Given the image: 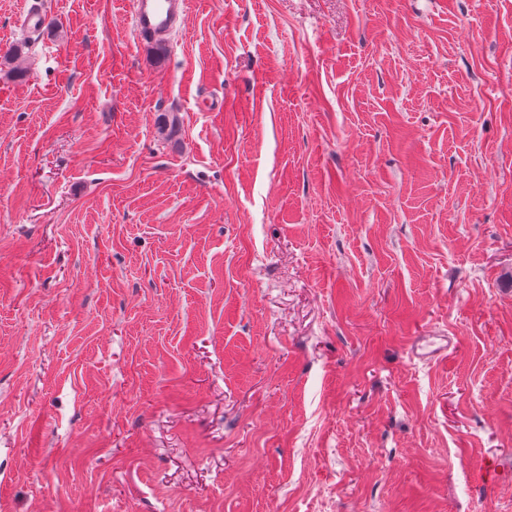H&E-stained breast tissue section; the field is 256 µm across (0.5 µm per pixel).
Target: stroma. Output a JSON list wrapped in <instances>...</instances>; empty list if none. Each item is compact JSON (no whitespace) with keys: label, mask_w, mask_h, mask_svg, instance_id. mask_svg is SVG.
<instances>
[{"label":"stroma","mask_w":512,"mask_h":512,"mask_svg":"<svg viewBox=\"0 0 512 512\" xmlns=\"http://www.w3.org/2000/svg\"><path fill=\"white\" fill-rule=\"evenodd\" d=\"M40 2L0 512H512V0ZM133 28L139 40L166 39L180 26L188 6L185 0H136Z\"/></svg>","instance_id":"obj_1"}]
</instances>
